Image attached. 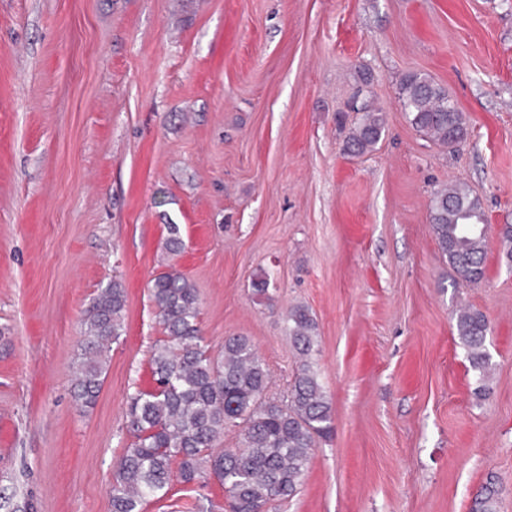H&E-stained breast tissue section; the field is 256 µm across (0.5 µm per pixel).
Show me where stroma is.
<instances>
[{
  "mask_svg": "<svg viewBox=\"0 0 512 512\" xmlns=\"http://www.w3.org/2000/svg\"><path fill=\"white\" fill-rule=\"evenodd\" d=\"M411 72L465 113L457 150L409 123ZM355 99L385 120L362 156L344 149ZM449 182L490 220L476 284L454 282L430 230ZM171 224L185 249L169 260ZM506 224L512 0H0V512H111L169 262L198 290L205 343L249 337L277 399L299 368L286 310L317 321L333 425L275 512H469L491 473L512 512ZM115 281L123 331L84 410L82 321ZM463 305L490 321L483 399L454 329ZM199 505L225 512L216 478L173 480L145 512Z\"/></svg>",
  "mask_w": 512,
  "mask_h": 512,
  "instance_id": "obj_1",
  "label": "stroma"
}]
</instances>
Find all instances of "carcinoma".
Listing matches in <instances>:
<instances>
[{"instance_id":"1","label":"carcinoma","mask_w":512,"mask_h":512,"mask_svg":"<svg viewBox=\"0 0 512 512\" xmlns=\"http://www.w3.org/2000/svg\"><path fill=\"white\" fill-rule=\"evenodd\" d=\"M400 100L410 124L450 147L467 140L466 118L432 77L410 73L400 83ZM362 116L346 141L352 155L375 149L384 117L361 108ZM429 224L454 281L483 279L488 219L480 200L457 183L438 188L429 201ZM185 242L176 224L168 225L163 251L177 256ZM152 300L166 339L152 352L155 387L130 396L129 426L134 443L113 468L112 512H144L147 502L167 496L173 477L195 484L216 476L229 512H263L294 496L316 445L332 424L331 405L314 369L318 324L309 309L290 307L288 336L300 357L289 400L266 399L270 378L265 363L245 336H230L218 354L204 343L198 322V292L181 273L166 271L153 280ZM125 290L114 282L101 289L85 312L84 339L74 398L83 409L95 406L105 378L111 344L122 332ZM455 332L476 375V397L488 390L491 355L486 346L487 316L463 308ZM241 428L242 447H219L224 428ZM502 485L490 475L469 512H498Z\"/></svg>"}]
</instances>
